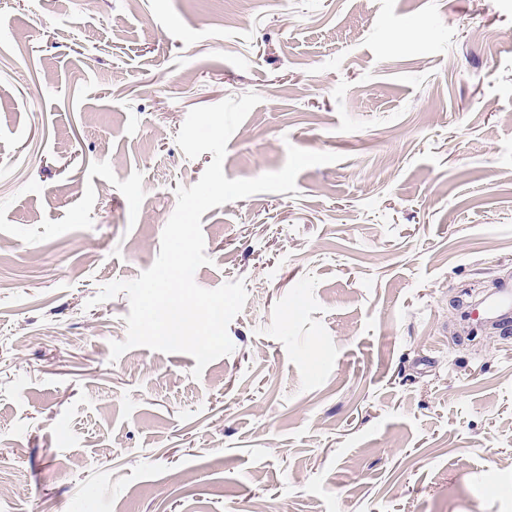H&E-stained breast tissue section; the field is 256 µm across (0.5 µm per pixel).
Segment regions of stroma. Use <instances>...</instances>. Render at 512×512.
Returning <instances> with one entry per match:
<instances>
[{
    "label": "stroma",
    "mask_w": 512,
    "mask_h": 512,
    "mask_svg": "<svg viewBox=\"0 0 512 512\" xmlns=\"http://www.w3.org/2000/svg\"><path fill=\"white\" fill-rule=\"evenodd\" d=\"M261 101L201 217L231 354L125 340L196 107ZM512 0H0V512H512ZM512 285L503 286L484 306V318L508 331L512 324Z\"/></svg>",
    "instance_id": "stroma-1"
}]
</instances>
